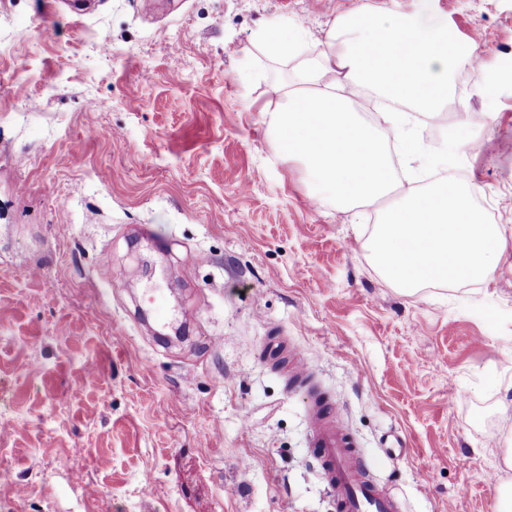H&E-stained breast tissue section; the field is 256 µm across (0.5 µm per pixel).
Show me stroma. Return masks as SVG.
I'll return each mask as SVG.
<instances>
[{
    "label": "stroma",
    "mask_w": 512,
    "mask_h": 512,
    "mask_svg": "<svg viewBox=\"0 0 512 512\" xmlns=\"http://www.w3.org/2000/svg\"><path fill=\"white\" fill-rule=\"evenodd\" d=\"M0 0V512H336L301 348L402 512H497L512 479V248L492 279L408 294L375 265L381 203L309 200L263 111L353 5L474 43L464 183L512 244V0ZM208 255L200 263V255ZM157 290L165 318L143 320ZM401 441L405 455L384 448ZM306 37V31L297 27L289 28L288 31L267 27L257 35L266 53L274 58L296 54L305 45Z\"/></svg>",
    "instance_id": "obj_1"
}]
</instances>
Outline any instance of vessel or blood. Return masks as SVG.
<instances>
[{"mask_svg": "<svg viewBox=\"0 0 512 512\" xmlns=\"http://www.w3.org/2000/svg\"><path fill=\"white\" fill-rule=\"evenodd\" d=\"M291 387L308 390L309 445L334 492L336 512H400V504L372 477L357 443L336 417L334 404L312 394L311 373L297 367Z\"/></svg>", "mask_w": 512, "mask_h": 512, "instance_id": "b4317fda", "label": "vessel or blood"}]
</instances>
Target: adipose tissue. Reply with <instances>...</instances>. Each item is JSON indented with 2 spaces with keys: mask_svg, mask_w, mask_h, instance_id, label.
Returning a JSON list of instances; mask_svg holds the SVG:
<instances>
[{
  "mask_svg": "<svg viewBox=\"0 0 512 512\" xmlns=\"http://www.w3.org/2000/svg\"><path fill=\"white\" fill-rule=\"evenodd\" d=\"M428 13L377 16L351 9L334 16L323 49L301 62L298 86L267 110V131L279 157L301 162L315 200L374 202L395 187L389 125L405 155L417 151L406 113L384 112L377 123L355 112L349 93L369 88L409 111H441L455 95V76L476 59Z\"/></svg>",
  "mask_w": 512,
  "mask_h": 512,
  "instance_id": "obj_1",
  "label": "adipose tissue"
}]
</instances>
